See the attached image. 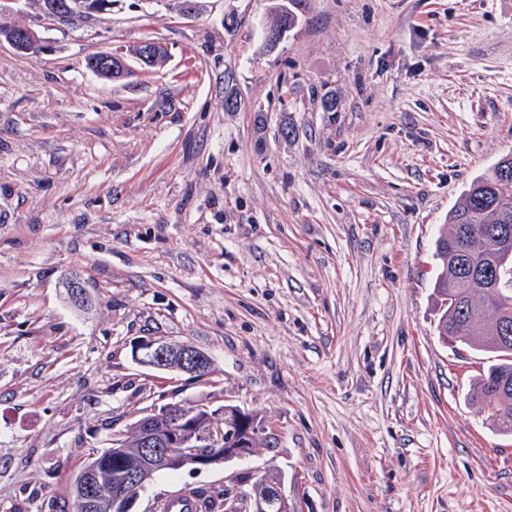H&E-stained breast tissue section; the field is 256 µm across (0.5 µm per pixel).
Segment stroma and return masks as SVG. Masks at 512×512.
<instances>
[{
  "instance_id": "1",
  "label": "stroma",
  "mask_w": 512,
  "mask_h": 512,
  "mask_svg": "<svg viewBox=\"0 0 512 512\" xmlns=\"http://www.w3.org/2000/svg\"><path fill=\"white\" fill-rule=\"evenodd\" d=\"M278 4L112 0L0 45V512H69L88 455L175 402L255 412L267 445L135 512L266 466L299 512H512L486 356L434 295L449 210L512 153V0H289L271 50ZM146 41L164 63L86 67ZM150 336L215 375L135 364Z\"/></svg>"
}]
</instances>
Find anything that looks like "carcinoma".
<instances>
[{
  "label": "carcinoma",
  "instance_id": "cac0c4a2",
  "mask_svg": "<svg viewBox=\"0 0 512 512\" xmlns=\"http://www.w3.org/2000/svg\"><path fill=\"white\" fill-rule=\"evenodd\" d=\"M491 224H512V155L501 158L487 173L473 181L461 201L449 212L448 225L435 242L437 276L434 291L448 315L444 329L473 350L493 355L492 364L473 388L482 409L494 407L488 421L503 434H512V332L503 339L501 325L512 329V290L487 295L474 287L468 272L487 277L494 266L482 249L460 254L456 237L468 228L481 232ZM112 471V449L87 459L72 477L77 487L92 463Z\"/></svg>",
  "mask_w": 512,
  "mask_h": 512
}]
</instances>
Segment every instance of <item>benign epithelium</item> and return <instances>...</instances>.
I'll return each mask as SVG.
<instances>
[{
	"label": "benign epithelium",
	"instance_id": "obj_1",
	"mask_svg": "<svg viewBox=\"0 0 512 512\" xmlns=\"http://www.w3.org/2000/svg\"><path fill=\"white\" fill-rule=\"evenodd\" d=\"M23 0H0V42L9 43L20 55L37 54L45 45L36 28L51 30L77 19H91L112 10V0H38L39 12L34 24L6 23L3 17L16 12ZM166 55L156 42L141 43L129 53L101 52L91 57L89 69L109 77L127 78L134 74L129 59L145 70ZM512 284V269L497 271L492 280L478 287L489 293ZM132 359L139 365L159 370L176 371L193 377L214 372L211 357L195 347L162 338L144 339L134 345ZM224 411L200 404H172L161 409L145 408L131 425L129 436L112 435V453L128 452L136 462L112 475V483L103 481L97 467L84 474L77 491L81 512H132L138 492L157 471L189 468L199 471L213 464L250 455L263 444L264 429L256 416L243 417L238 412L237 429L224 431ZM271 472L257 469L248 478L237 476L236 490L226 491V512H265V504L273 495L280 512H294L292 498L285 490V477L269 481Z\"/></svg>",
	"mask_w": 512,
	"mask_h": 512
}]
</instances>
